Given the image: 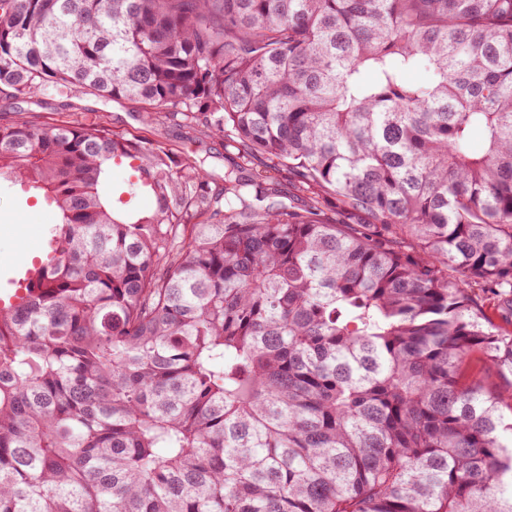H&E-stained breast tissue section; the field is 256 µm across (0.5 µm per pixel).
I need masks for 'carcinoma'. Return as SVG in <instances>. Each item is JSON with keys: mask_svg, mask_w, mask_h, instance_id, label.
<instances>
[{"mask_svg": "<svg viewBox=\"0 0 512 512\" xmlns=\"http://www.w3.org/2000/svg\"><path fill=\"white\" fill-rule=\"evenodd\" d=\"M76 94L236 161L0 121L58 215L0 307V512H512L459 375H512V0H0V97ZM464 373L471 382L490 389L507 392L511 388V376L503 377L495 370L485 366L478 352H474L466 361Z\"/></svg>", "mask_w": 512, "mask_h": 512, "instance_id": "1", "label": "carcinoma"}]
</instances>
